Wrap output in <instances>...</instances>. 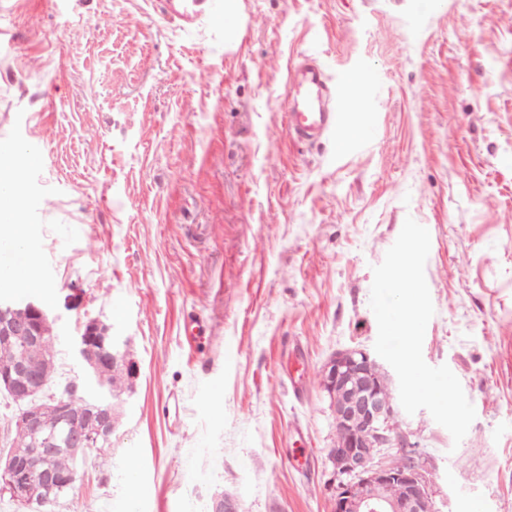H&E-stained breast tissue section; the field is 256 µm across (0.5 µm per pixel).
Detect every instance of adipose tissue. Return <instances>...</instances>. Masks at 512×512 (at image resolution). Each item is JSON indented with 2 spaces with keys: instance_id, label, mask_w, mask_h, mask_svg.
Here are the masks:
<instances>
[{
  "instance_id": "ef3b65f1",
  "label": "adipose tissue",
  "mask_w": 512,
  "mask_h": 512,
  "mask_svg": "<svg viewBox=\"0 0 512 512\" xmlns=\"http://www.w3.org/2000/svg\"><path fill=\"white\" fill-rule=\"evenodd\" d=\"M20 184V178L11 179L9 194L0 197V246L19 255L16 272L7 285L23 292L45 294L49 288L36 273L38 258L28 245L29 226L16 216L17 210L23 205Z\"/></svg>"
}]
</instances>
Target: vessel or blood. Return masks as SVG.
<instances>
[{
  "mask_svg": "<svg viewBox=\"0 0 512 512\" xmlns=\"http://www.w3.org/2000/svg\"><path fill=\"white\" fill-rule=\"evenodd\" d=\"M219 0H168L171 12L193 23L219 13ZM336 90L316 60L302 57L288 72V130L302 142H313L336 124L328 103Z\"/></svg>",
  "mask_w": 512,
  "mask_h": 512,
  "instance_id": "1",
  "label": "vessel or blood"
}]
</instances>
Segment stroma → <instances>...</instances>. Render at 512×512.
Masks as SVG:
<instances>
[{
    "mask_svg": "<svg viewBox=\"0 0 512 512\" xmlns=\"http://www.w3.org/2000/svg\"><path fill=\"white\" fill-rule=\"evenodd\" d=\"M221 2L233 27L188 31L165 0H0V167L23 177L52 292V388L96 395L74 350L88 316L136 367L111 449L83 456L54 512H210L224 495L332 512L321 372L373 352L372 268L409 217L430 234L423 358L476 417L458 444L424 409L396 425L439 512H512V0ZM303 54L338 88L340 123L313 143L287 127Z\"/></svg>",
    "mask_w": 512,
    "mask_h": 512,
    "instance_id": "stroma-1",
    "label": "stroma"
}]
</instances>
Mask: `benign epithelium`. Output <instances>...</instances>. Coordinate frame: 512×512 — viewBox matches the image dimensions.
I'll list each match as a JSON object with an SVG mask.
<instances>
[{"label":"benign epithelium","instance_id":"obj_1","mask_svg":"<svg viewBox=\"0 0 512 512\" xmlns=\"http://www.w3.org/2000/svg\"><path fill=\"white\" fill-rule=\"evenodd\" d=\"M48 320L37 301L0 296V341L27 345L43 334L42 324ZM126 346L112 325L98 318L84 324L77 351L100 389V396L91 399V412L73 410V401L63 395L40 398L46 381L33 363L0 369V389L21 404L15 425L28 434L34 453L41 456L60 443L82 449L96 448L101 440L111 443L112 393L103 386L99 370L104 364L131 369ZM323 385L334 398L338 434L327 454L336 475L333 512H437L427 479L414 461L403 466L381 461L384 450L412 444L397 430L398 407L387 396L388 385L379 378L375 359L360 349L338 352L324 367ZM49 404L55 409L53 423L44 417ZM32 454L17 448L0 453V474L8 477L11 498L20 506L46 501L53 486L28 465ZM391 483L400 484L402 494L380 496L378 490Z\"/></svg>","mask_w":512,"mask_h":512}]
</instances>
